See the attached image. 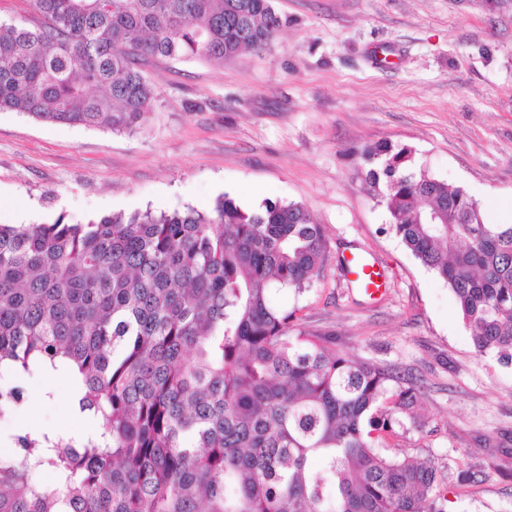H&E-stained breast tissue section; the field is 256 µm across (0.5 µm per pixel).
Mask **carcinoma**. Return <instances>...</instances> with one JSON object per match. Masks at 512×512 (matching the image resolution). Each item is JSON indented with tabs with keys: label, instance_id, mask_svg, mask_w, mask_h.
Masks as SVG:
<instances>
[{
	"label": "carcinoma",
	"instance_id": "cac0c4a2",
	"mask_svg": "<svg viewBox=\"0 0 512 512\" xmlns=\"http://www.w3.org/2000/svg\"><path fill=\"white\" fill-rule=\"evenodd\" d=\"M31 2L32 25L0 21V112L125 133L155 109L141 64L263 52L282 24L270 0ZM360 158L475 353L512 366V224L484 223L406 146ZM327 260L296 202L0 224V378L64 365L102 421L97 440L15 434L0 512H445L432 466L379 452L415 384L271 303Z\"/></svg>",
	"mask_w": 512,
	"mask_h": 512
}]
</instances>
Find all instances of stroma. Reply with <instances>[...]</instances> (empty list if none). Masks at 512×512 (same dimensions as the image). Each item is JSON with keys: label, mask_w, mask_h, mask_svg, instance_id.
<instances>
[{"label": "stroma", "mask_w": 512, "mask_h": 512, "mask_svg": "<svg viewBox=\"0 0 512 512\" xmlns=\"http://www.w3.org/2000/svg\"><path fill=\"white\" fill-rule=\"evenodd\" d=\"M272 5L282 26L266 52L147 63L158 101L135 133L0 112V224L208 210L225 195L246 210L304 204L325 227L326 271L274 302L413 380L417 401L382 452L430 462L447 512H512V366L476 355L450 287L394 234L354 160L379 141L408 147L486 223L512 222V0ZM350 253L383 266L382 296L342 276ZM23 388L0 410V448L23 420L80 435L65 375Z\"/></svg>", "instance_id": "stroma-1"}]
</instances>
